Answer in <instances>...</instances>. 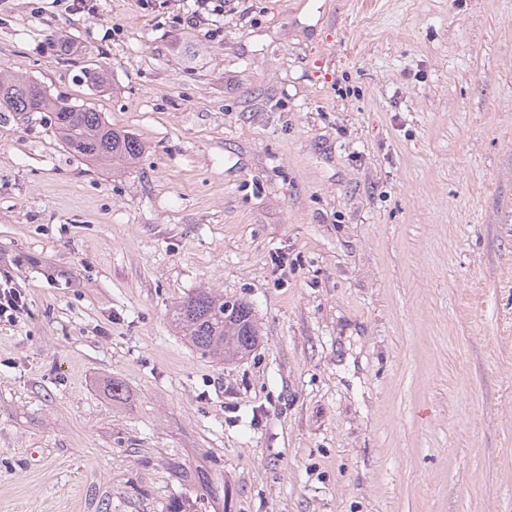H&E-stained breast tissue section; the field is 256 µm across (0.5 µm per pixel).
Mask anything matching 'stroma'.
<instances>
[{
	"label": "stroma",
	"instance_id": "1",
	"mask_svg": "<svg viewBox=\"0 0 512 512\" xmlns=\"http://www.w3.org/2000/svg\"><path fill=\"white\" fill-rule=\"evenodd\" d=\"M194 8L0 0V67L145 147L0 114V512H167L173 458L199 512H512V0ZM202 286L248 357L175 330ZM172 323L201 356L219 362L242 359L259 342L250 306L212 288H198L178 304ZM197 484V494L195 500L192 501L189 498H176L173 499L168 508V512H195L197 500L204 499L217 495V489L213 486L208 476L203 474H197V478L194 477Z\"/></svg>",
	"mask_w": 512,
	"mask_h": 512
}]
</instances>
